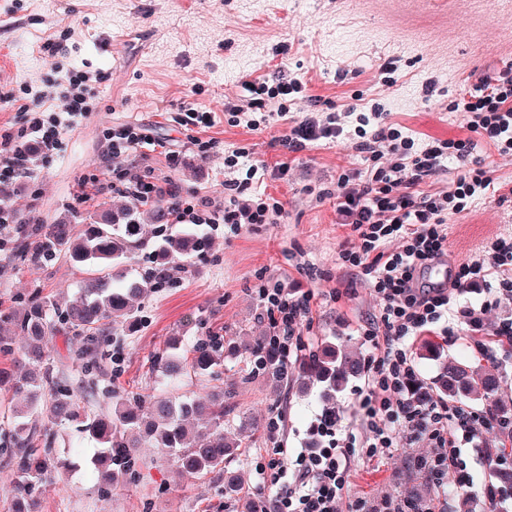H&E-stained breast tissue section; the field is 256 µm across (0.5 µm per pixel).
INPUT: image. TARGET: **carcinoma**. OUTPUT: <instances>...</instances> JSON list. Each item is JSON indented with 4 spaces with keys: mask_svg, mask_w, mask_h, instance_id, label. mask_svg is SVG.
<instances>
[{
    "mask_svg": "<svg viewBox=\"0 0 512 512\" xmlns=\"http://www.w3.org/2000/svg\"><path fill=\"white\" fill-rule=\"evenodd\" d=\"M141 224L136 214L112 213L110 208L89 217L67 212L50 224H38L24 233L20 254L44 261L62 258L83 266L90 278L77 300L63 304L31 296L20 308L4 318L0 326V354L23 365L13 383L19 404L11 414L10 426L0 428V456L11 461L17 477V495L11 512H38L36 491L45 481L67 474L71 463L53 455L48 435L67 421L96 442L90 458L100 488L109 493L135 478L137 448L142 437L166 451L176 472L185 477H224V494H238L239 484L229 471L230 457L243 442L236 432L248 426L245 417L234 414V390H219L198 398H182L166 390L189 373L218 375L224 362V342L217 336L196 341L182 352L180 344L169 342L156 358L150 373L163 391L147 396L134 392L112 402V412L94 411L80 405L73 390L57 381L49 362L48 341L52 336L81 337L84 353L97 351L112 330L135 328L141 320L140 301L150 288L144 277L116 279L110 270L130 266L143 246ZM197 248V238L188 227L168 234L157 246L154 257L160 263L188 261ZM251 373L267 378L288 379V366L263 336L238 345ZM362 371L359 356L343 345L328 343L300 361L299 376L313 379L330 399L344 384ZM440 392L455 401L486 403L497 424L512 423V407L498 398L499 378L480 372L466 362L443 369L437 379ZM43 421V444L36 443L37 428L32 419Z\"/></svg>",
    "mask_w": 512,
    "mask_h": 512,
    "instance_id": "cac0c4a2",
    "label": "carcinoma"
}]
</instances>
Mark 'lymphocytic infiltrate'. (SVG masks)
Segmentation results:
<instances>
[{"label": "lymphocytic infiltrate", "instance_id": "1", "mask_svg": "<svg viewBox=\"0 0 512 512\" xmlns=\"http://www.w3.org/2000/svg\"><path fill=\"white\" fill-rule=\"evenodd\" d=\"M49 86L61 111L37 102L26 106L25 126L0 130V185L32 178L57 154L65 132L92 109L95 89L88 73L70 71ZM244 88L250 95L246 105H224L229 125L259 129L272 117L286 116L289 101L300 99L310 110L294 121L279 145L293 155L344 140L360 159V166L337 171L334 187L323 194L334 199L337 223L353 235L338 258L370 287L374 299V312L362 328L363 341L373 351L358 405L366 436L340 443L339 418L328 410L319 417L315 447L293 455L274 449L267 464L274 512H444L451 495L474 486L462 450L477 439L480 417L433 392L416 367L411 341L417 336L445 340L464 325L471 335H488L481 347L486 358H493L495 347L512 346V314L502 311L512 306V237L492 238L478 252L453 262L447 287L422 280L431 263L448 256L449 218L472 213L489 192L498 203H512V181H499L481 155L486 146L499 159L512 161V66L477 78L450 101L448 111L462 119L457 132L445 139L413 136L377 103L366 112L318 110V97L308 94L299 79L252 80ZM249 108L262 110L261 120L245 119ZM106 139L101 168L112 175L113 194L140 204L171 194L151 170L134 174L123 163L142 145L152 144L147 128L120 123L108 129ZM446 171L453 174L448 186L433 187V178ZM256 173L252 166L245 179L225 180L220 203L196 195L176 199L170 223L227 224L237 231L246 224L279 223L285 213L281 200L268 193L243 197ZM313 297L309 290L290 293L279 282L259 290L270 342L283 361L296 357L302 346L301 327ZM491 315L496 322L490 326L486 320ZM402 439L426 444L415 467L432 482L434 496L419 501L388 494L348 497L354 459L388 457Z\"/></svg>", "mask_w": 512, "mask_h": 512}]
</instances>
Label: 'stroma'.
<instances>
[{
	"instance_id": "stroma-1",
	"label": "stroma",
	"mask_w": 512,
	"mask_h": 512,
	"mask_svg": "<svg viewBox=\"0 0 512 512\" xmlns=\"http://www.w3.org/2000/svg\"><path fill=\"white\" fill-rule=\"evenodd\" d=\"M49 38L65 41V67L97 77V97L91 115L64 135L58 154L35 178L0 192L21 215L34 206L47 223L66 210L91 216L105 203L116 211L133 209L132 201L105 190L111 176L99 167L107 128L123 122L144 125L159 141L145 162L183 196L223 199L224 153L240 146L270 165L292 163L289 178L261 170L251 184L284 202L285 222L253 224L237 234L219 226L217 238L199 248L186 271L148 290L139 328L114 331L91 373L77 358L81 339L52 338L51 361L60 376L91 406L108 407L111 392L149 384L150 363L171 338L187 348L201 336L239 342L267 333L255 293L267 281L298 280L314 292L312 317L302 329L305 354L342 342L369 357L357 328L374 302L369 288L350 286L349 270L338 264L348 230L337 224L332 201L318 198L335 181L337 168L352 164L347 143L318 145L292 161L277 140L291 120L304 116L306 102L258 131L227 124L224 104L243 98L244 81L290 75L305 81L327 107L344 109L360 92L379 101L393 121L448 138L459 114L423 104L421 85L431 78L452 95L511 65L512 0H0V95L14 96L10 102L0 98V127L21 126L20 103L41 94L46 107L59 109L46 82L53 60L40 50ZM105 45L110 53H102ZM388 66L390 87L382 82ZM340 69L346 77H337ZM191 108L213 112L214 126L185 125ZM194 137L216 141L209 159L193 152ZM498 234L512 235V207L480 201L475 216L449 221L448 255L464 258ZM84 277L81 267L62 259L36 266L12 255L0 263V309H15L17 297L34 293L52 302L74 299ZM478 342L465 333L445 344L420 337L413 344L416 365L433 381L444 366L472 362L502 376L499 396L512 404V350L491 361L478 353ZM239 366V357L225 355L223 379L235 388L238 412L258 427L243 433L244 447L231 461L240 478L236 497H225L210 477L176 478L160 450L144 448L140 454L149 466L117 494L101 493L94 473L83 468L41 486L40 512H250L255 502L273 501L274 491L257 468L274 444L302 448L312 439L324 408L321 386L300 395L293 362L287 382L278 385L260 376L243 378ZM276 416L281 422L274 438L268 422ZM420 452L407 446L373 465L354 461L349 495L429 496V482L413 467Z\"/></svg>"
}]
</instances>
